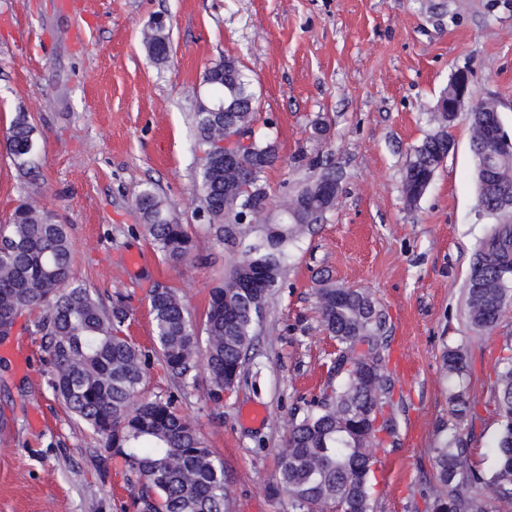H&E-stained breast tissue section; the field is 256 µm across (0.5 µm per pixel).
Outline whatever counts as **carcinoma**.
Returning <instances> with one entry per match:
<instances>
[{"label": "carcinoma", "instance_id": "cac0c4a2", "mask_svg": "<svg viewBox=\"0 0 512 512\" xmlns=\"http://www.w3.org/2000/svg\"><path fill=\"white\" fill-rule=\"evenodd\" d=\"M146 49L156 64L170 57L169 32L158 23L146 35ZM222 78L207 84V97L231 112L195 109L196 146L211 147L234 128L252 131L254 92L241 62L226 56L215 64ZM439 131L413 149L404 176L408 201L417 199L448 156L442 129L448 113H434ZM471 152L497 160V145L485 140L478 117L471 118ZM37 145L35 127L18 114L7 131L6 152L15 167L29 172ZM277 160L276 145L253 137L237 166L206 155L198 181L200 209L215 236L226 228L240 235L238 260L224 283L211 289L202 323H197L178 291L153 286L148 291L154 324L153 346L143 350L124 336L128 312L122 301L106 306L75 279L66 225L53 220L44 206L21 202L0 225V341L7 340L20 318L34 315L30 334L41 337L52 368L51 387L66 409L101 438L103 447L124 462L132 480L138 512H225L227 486L223 462L208 448L192 421L179 414L178 395L150 396L147 371L153 362L187 383L204 372L210 395L219 402L237 387L268 299L280 287L289 247L312 226L315 215L332 207L326 192L336 179L330 168L299 191L303 208L281 224H262L260 201L267 170ZM150 244L164 260L182 263L195 244L186 225L168 209L154 187L133 198ZM256 224L248 239L238 222ZM485 287L467 289L468 315L478 331H489L512 303V223L503 215L480 246L471 279ZM315 297L322 326L340 347L331 370L336 387L310 402V410L291 421L280 458L274 494L288 496L294 512H373L370 474L373 449L396 431L393 417L374 429V411H383L394 388L386 367L387 337L372 294L345 288L329 279L317 281ZM448 374L468 372L467 353L448 347L442 355ZM496 400L500 432L493 448L496 471L487 476L468 464L469 448L452 436L434 449L440 490L431 512H490L477 488L490 489L512 502V348L498 359ZM452 413L460 421L472 416L474 401L466 388L452 394Z\"/></svg>", "mask_w": 512, "mask_h": 512}]
</instances>
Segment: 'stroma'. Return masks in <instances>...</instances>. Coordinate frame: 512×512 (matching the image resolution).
I'll return each instance as SVG.
<instances>
[{"label":"stroma","instance_id":"obj_1","mask_svg":"<svg viewBox=\"0 0 512 512\" xmlns=\"http://www.w3.org/2000/svg\"><path fill=\"white\" fill-rule=\"evenodd\" d=\"M159 16L172 47L163 65L143 42ZM227 55L258 98L255 132L278 146L270 203L330 165L340 194L291 247L235 391L214 404L198 375L179 410L224 463L226 512H293L272 492L278 455L292 418L339 382L315 283L327 276L368 289L386 323V411L397 423L394 440L375 450L374 510L430 512L442 440L460 434L470 464L496 470L494 368L512 344V305L492 330L470 324L468 282L494 221L477 212L468 115L415 205L403 174L434 132V103L457 69L471 70L476 97L496 103L512 135V0H0V136L23 112L39 142L29 174L0 144V224L20 201L46 204L68 227L76 277L104 304L124 299V331L143 347L154 284L176 288L200 320L238 257L197 216L201 154L189 118L206 92L204 71ZM148 184L193 236L191 261L166 262L146 238L132 200ZM133 253L142 257L135 269L126 264ZM19 341L26 373L0 360V512H135L119 458L51 389L39 337ZM448 347L464 349L474 373L447 375ZM461 385L478 401L471 425L451 413ZM249 405L264 408L262 422L241 419Z\"/></svg>","mask_w":512,"mask_h":512}]
</instances>
